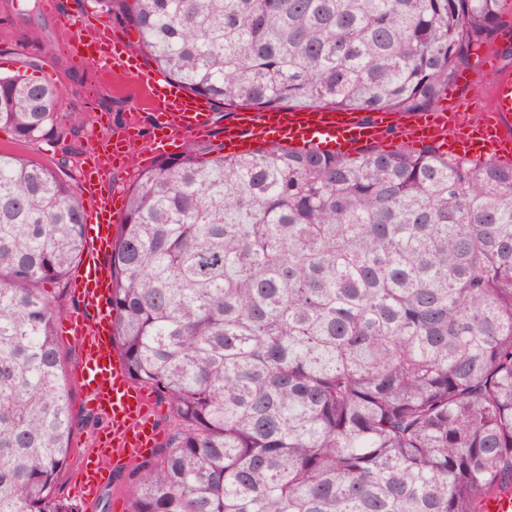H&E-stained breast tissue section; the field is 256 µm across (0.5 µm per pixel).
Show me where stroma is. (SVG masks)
I'll return each mask as SVG.
<instances>
[{"label":"stroma","instance_id":"stroma-1","mask_svg":"<svg viewBox=\"0 0 512 512\" xmlns=\"http://www.w3.org/2000/svg\"><path fill=\"white\" fill-rule=\"evenodd\" d=\"M65 38L57 16L34 9L27 20H19L15 0H0V55L8 57L7 64H0V74L6 69H20L24 62L37 60L42 71L51 72L64 105L55 119L57 127L69 129L77 125L76 115L88 113L93 122L82 127L81 139L91 136L117 135L130 122L139 121L142 126L138 151L145 152L151 146L154 132L148 112L135 110L133 101L140 91L131 82L88 62L74 63L67 57L61 45ZM17 154L36 161L51 169L63 170L64 174L79 176L78 157H64L62 145L54 138L37 142L18 143L11 130L0 126V152ZM64 371L72 385V406L79 422L72 440L73 450L67 465L59 477L58 492L75 503L78 512H129L131 507V485L129 465L113 470L102 498L95 506L82 504L74 492V482L81 471L85 455L94 439L103 429L102 416L86 415L84 390L77 383L81 354L74 342L63 344Z\"/></svg>","mask_w":512,"mask_h":512}]
</instances>
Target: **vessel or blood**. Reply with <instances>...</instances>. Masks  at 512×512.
<instances>
[{
	"label": "vessel or blood",
	"mask_w": 512,
	"mask_h": 512,
	"mask_svg": "<svg viewBox=\"0 0 512 512\" xmlns=\"http://www.w3.org/2000/svg\"><path fill=\"white\" fill-rule=\"evenodd\" d=\"M45 9L60 14L57 0H47ZM60 16L68 44L82 51L84 60L149 89L150 110L162 130L154 155H162L171 143L213 135L212 106L206 98L143 68L138 57L115 39L109 24L90 26L86 14L79 11ZM490 75L487 95L444 103L427 113L415 112L399 123L388 111L366 115L319 108L244 109L224 126V150L238 154L276 141L297 149L354 154L394 139L409 146L435 145L451 157L507 163L512 161V71L495 67ZM111 177V168L101 166L81 173L80 192L89 205L84 260L71 283L79 306L61 327L62 336L78 343L82 352L77 380L86 391L84 407L108 421L93 458L87 460L75 483L77 494L94 502L104 486L106 460L118 463L146 456L159 435L151 397L133 385L112 345V312L107 304L112 272L107 258L120 211L114 194L102 191Z\"/></svg>",
	"instance_id": "obj_1"
}]
</instances>
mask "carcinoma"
<instances>
[{"instance_id":"1","label":"carcinoma","mask_w":512,"mask_h":512,"mask_svg":"<svg viewBox=\"0 0 512 512\" xmlns=\"http://www.w3.org/2000/svg\"><path fill=\"white\" fill-rule=\"evenodd\" d=\"M224 108L425 112L512 0H90ZM0 75L34 142L58 90ZM159 158L112 244V341L169 408L132 512H483L512 492V163L270 142ZM86 200L0 153V512L56 494L75 416L58 324ZM57 289L49 293L45 286Z\"/></svg>"}]
</instances>
